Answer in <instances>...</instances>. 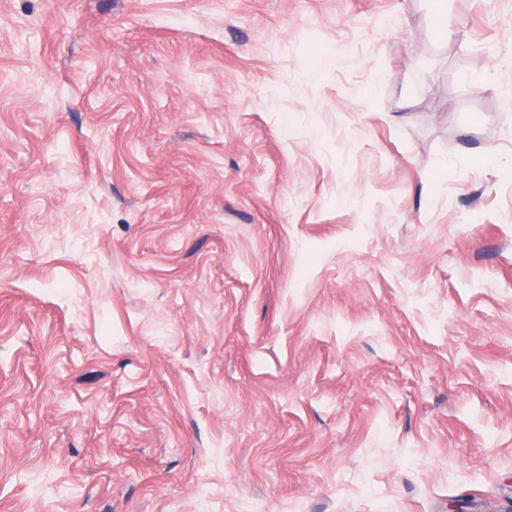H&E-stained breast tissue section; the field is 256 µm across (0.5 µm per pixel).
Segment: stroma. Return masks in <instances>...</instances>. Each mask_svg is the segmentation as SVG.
Returning a JSON list of instances; mask_svg holds the SVG:
<instances>
[{
  "label": "stroma",
  "mask_w": 512,
  "mask_h": 512,
  "mask_svg": "<svg viewBox=\"0 0 512 512\" xmlns=\"http://www.w3.org/2000/svg\"><path fill=\"white\" fill-rule=\"evenodd\" d=\"M512 512V0H0V512Z\"/></svg>",
  "instance_id": "1"
}]
</instances>
